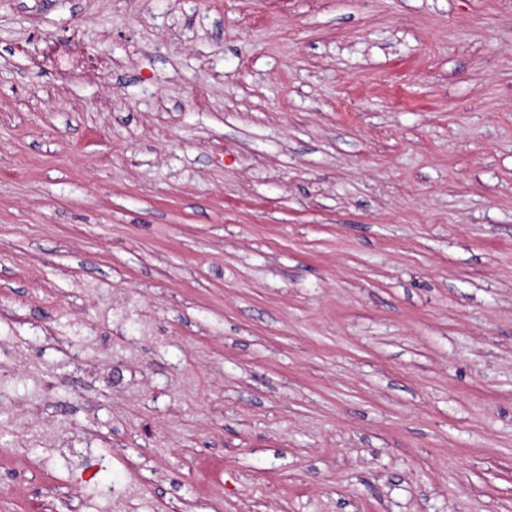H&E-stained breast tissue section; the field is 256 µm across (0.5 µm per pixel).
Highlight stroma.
I'll return each instance as SVG.
<instances>
[{
    "instance_id": "1",
    "label": "stroma",
    "mask_w": 512,
    "mask_h": 512,
    "mask_svg": "<svg viewBox=\"0 0 512 512\" xmlns=\"http://www.w3.org/2000/svg\"><path fill=\"white\" fill-rule=\"evenodd\" d=\"M58 489L512 512V0H0V512Z\"/></svg>"
}]
</instances>
